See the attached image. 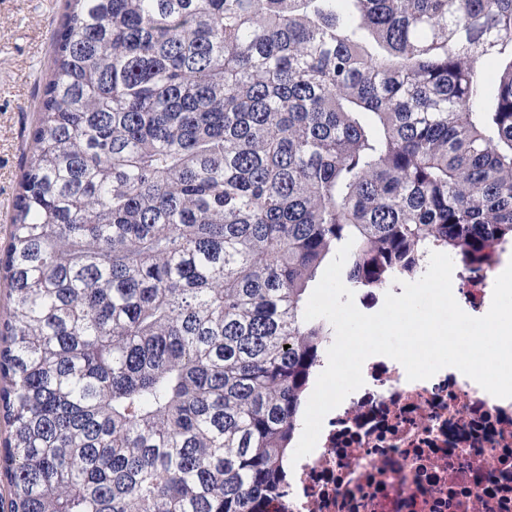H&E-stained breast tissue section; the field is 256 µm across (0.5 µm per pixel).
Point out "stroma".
<instances>
[{
    "label": "stroma",
    "mask_w": 512,
    "mask_h": 512,
    "mask_svg": "<svg viewBox=\"0 0 512 512\" xmlns=\"http://www.w3.org/2000/svg\"><path fill=\"white\" fill-rule=\"evenodd\" d=\"M65 0H0V247L29 148Z\"/></svg>",
    "instance_id": "1"
}]
</instances>
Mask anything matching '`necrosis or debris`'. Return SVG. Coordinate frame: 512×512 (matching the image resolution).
<instances>
[{
    "label": "necrosis or debris",
    "mask_w": 512,
    "mask_h": 512,
    "mask_svg": "<svg viewBox=\"0 0 512 512\" xmlns=\"http://www.w3.org/2000/svg\"><path fill=\"white\" fill-rule=\"evenodd\" d=\"M511 260L512 243H498L487 263L460 265L464 312L484 314L493 276ZM362 372L266 512H512V399L453 367L411 381L375 355Z\"/></svg>",
    "instance_id": "4bbe7bcc"
}]
</instances>
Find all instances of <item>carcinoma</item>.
<instances>
[{
	"label": "carcinoma",
	"instance_id": "obj_1",
	"mask_svg": "<svg viewBox=\"0 0 512 512\" xmlns=\"http://www.w3.org/2000/svg\"><path fill=\"white\" fill-rule=\"evenodd\" d=\"M29 138L8 512H264L338 249L379 288L512 241V0H66Z\"/></svg>",
	"mask_w": 512,
	"mask_h": 512
}]
</instances>
